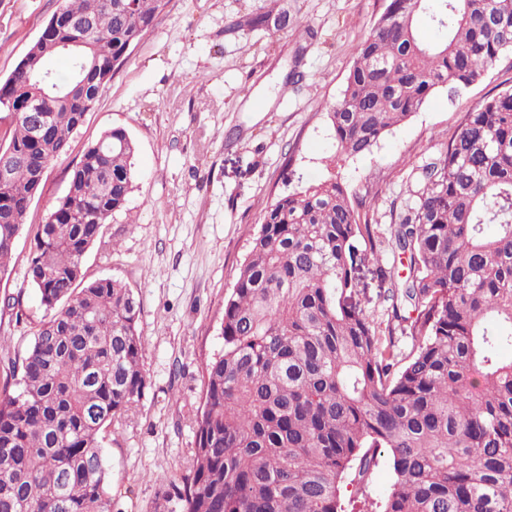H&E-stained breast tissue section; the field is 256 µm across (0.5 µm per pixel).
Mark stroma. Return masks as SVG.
<instances>
[{"mask_svg":"<svg viewBox=\"0 0 512 512\" xmlns=\"http://www.w3.org/2000/svg\"><path fill=\"white\" fill-rule=\"evenodd\" d=\"M62 0H0V81L6 80ZM386 0H165L152 29L104 86L51 163L29 223L62 197L85 149L124 128L136 145L125 220L103 226L112 254L91 249L88 278L117 277L140 303L147 385L122 426L108 434L112 512H180L195 446L205 367L223 347L224 298L248 249L250 232L278 195L336 176L361 202V222L381 241L360 271L359 300L386 323L390 303L377 266L405 272L390 227L414 200L416 169L446 149L464 112L487 94L512 88V55L455 99L438 93L369 154L336 155L327 118L357 49ZM287 9L292 28L243 25L246 15ZM32 232L17 241L0 275V385L28 349L43 310L26 273ZM393 481L387 460L364 496L342 490L347 512H378Z\"/></svg>","mask_w":512,"mask_h":512,"instance_id":"35a3bbf8","label":"stroma"}]
</instances>
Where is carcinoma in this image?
<instances>
[{
    "mask_svg": "<svg viewBox=\"0 0 512 512\" xmlns=\"http://www.w3.org/2000/svg\"><path fill=\"white\" fill-rule=\"evenodd\" d=\"M161 7L63 0L94 19L81 54L99 67L81 69L56 27L0 82V164L12 172L0 182V273L45 170ZM422 15L442 41L420 38ZM508 53L512 0H389L327 112L337 152H372L432 94L455 99ZM37 90L52 115L39 141L34 120L3 106ZM135 152L126 130L105 132L34 225L27 281L44 315L0 388V512H112L103 442L144 394L145 340L133 291L86 280L83 258L113 248L102 226L126 211ZM374 238L333 176L266 208L224 298L182 512H344L342 487L363 493L383 452L394 480L381 512H512V360L497 358L512 346V89L464 113L420 169L390 236L408 276L378 267L396 321L384 328L356 300ZM398 332L414 338L406 356Z\"/></svg>",
    "mask_w": 512,
    "mask_h": 512,
    "instance_id": "cac0c4a2",
    "label": "carcinoma"
}]
</instances>
